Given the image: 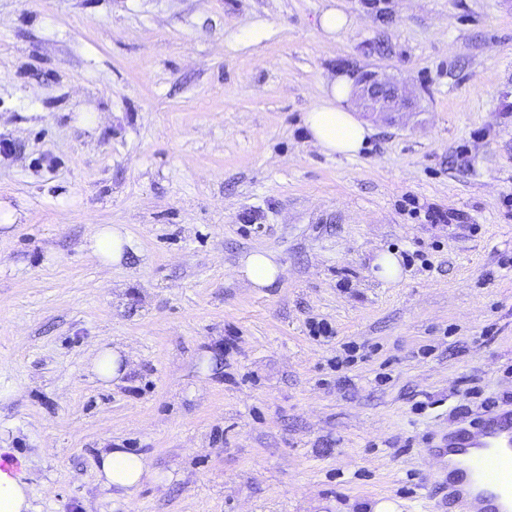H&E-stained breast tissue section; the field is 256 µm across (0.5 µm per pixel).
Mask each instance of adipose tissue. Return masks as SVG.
Segmentation results:
<instances>
[{
    "label": "adipose tissue",
    "instance_id": "1",
    "mask_svg": "<svg viewBox=\"0 0 512 512\" xmlns=\"http://www.w3.org/2000/svg\"><path fill=\"white\" fill-rule=\"evenodd\" d=\"M351 85L348 73L329 74L325 97L303 117L310 142L324 154L356 156L373 133L371 126L356 116ZM133 246L129 232L120 224L96 225L90 238L93 254L107 266L121 264ZM239 272L256 288L270 287L285 275L282 264L265 251L245 254ZM97 473L104 486L123 495L138 489L151 475L146 457L125 448L102 451ZM31 492L26 477L16 474L12 466H0V512H30Z\"/></svg>",
    "mask_w": 512,
    "mask_h": 512
}]
</instances>
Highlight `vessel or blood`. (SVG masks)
Listing matches in <instances>:
<instances>
[{
  "label": "vessel or blood",
  "instance_id": "1",
  "mask_svg": "<svg viewBox=\"0 0 512 512\" xmlns=\"http://www.w3.org/2000/svg\"><path fill=\"white\" fill-rule=\"evenodd\" d=\"M429 453L447 470L449 500L466 512H512V412L449 431Z\"/></svg>",
  "mask_w": 512,
  "mask_h": 512
}]
</instances>
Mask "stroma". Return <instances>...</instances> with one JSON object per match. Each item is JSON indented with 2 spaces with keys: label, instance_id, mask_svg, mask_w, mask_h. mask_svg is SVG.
<instances>
[{
  "label": "stroma",
  "instance_id": "35a3bbf8",
  "mask_svg": "<svg viewBox=\"0 0 512 512\" xmlns=\"http://www.w3.org/2000/svg\"><path fill=\"white\" fill-rule=\"evenodd\" d=\"M337 70L417 102L352 158L302 124ZM0 134V440L32 512H453L426 447L512 409V0H0ZM255 250L276 286L240 277ZM111 447L151 462L130 495ZM353 23L343 10L330 6L324 9L319 17V26L321 30L328 36H336L348 29ZM92 253L107 266L123 263L134 242L123 224H98L89 239ZM239 272L252 284V287L267 288L284 277L285 268L273 254L252 251L242 257ZM377 268V269H375ZM373 273L387 281H396L402 275V266L395 252H382L373 262ZM126 348L101 346L91 359L90 370L106 386L120 381L130 371ZM97 473L104 486L123 495L135 491L146 478L151 477L146 457L126 448L102 451Z\"/></svg>",
  "mask_w": 512,
  "mask_h": 512
}]
</instances>
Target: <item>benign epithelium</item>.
I'll return each mask as SVG.
<instances>
[{
    "instance_id": "obj_1",
    "label": "benign epithelium",
    "mask_w": 512,
    "mask_h": 512,
    "mask_svg": "<svg viewBox=\"0 0 512 512\" xmlns=\"http://www.w3.org/2000/svg\"><path fill=\"white\" fill-rule=\"evenodd\" d=\"M351 96L364 111L383 114L391 122L414 107L412 92L379 71L353 76Z\"/></svg>"
}]
</instances>
